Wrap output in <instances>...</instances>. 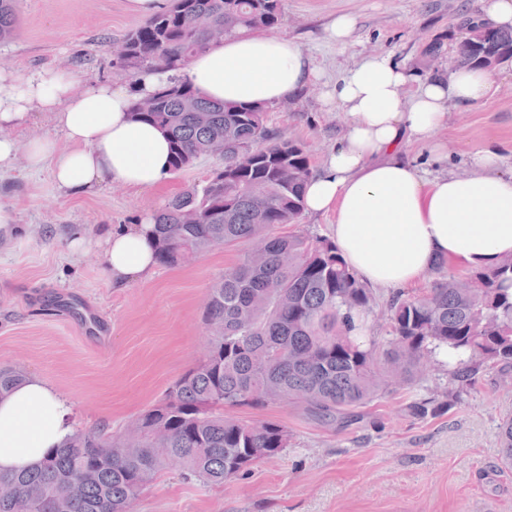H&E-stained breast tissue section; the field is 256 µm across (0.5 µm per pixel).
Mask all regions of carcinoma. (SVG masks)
Segmentation results:
<instances>
[{"mask_svg": "<svg viewBox=\"0 0 512 512\" xmlns=\"http://www.w3.org/2000/svg\"><path fill=\"white\" fill-rule=\"evenodd\" d=\"M16 0H0V43L16 35ZM283 0H169L116 49L132 80L168 73L167 82L133 104L137 120L167 132L171 171L202 156L222 160L202 185L172 197L154 216L158 262L180 264L218 246L247 244L238 262L206 295L208 344L164 399L140 413L136 432L114 437L76 430L40 465L0 471V512H135L141 494L173 467L203 486L221 485L288 447L279 423H243L235 408L289 401L333 424L388 385L422 380L437 354L449 383L464 388L481 372L512 368V256L472 270L469 285L436 261L435 286L422 296L392 297L390 338L366 335L368 286L343 261L331 239L276 235L297 224L313 175L308 150L265 125L263 106L224 104L201 95L180 72L216 40L274 28ZM467 37L456 49L464 67L512 58V29H495L472 10L456 16ZM193 108L185 107L186 101ZM25 378L0 367V395ZM424 418L433 400L413 401ZM500 462L512 466V415L497 431Z\"/></svg>", "mask_w": 512, "mask_h": 512, "instance_id": "cac0c4a2", "label": "carcinoma"}]
</instances>
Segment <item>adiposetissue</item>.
I'll list each match as a JSON object with an SVG mask.
<instances>
[{"label":"adipose tissue","instance_id":"1","mask_svg":"<svg viewBox=\"0 0 512 512\" xmlns=\"http://www.w3.org/2000/svg\"><path fill=\"white\" fill-rule=\"evenodd\" d=\"M316 70L286 38L244 35L198 53L183 77L204 95L231 103L277 104L311 81ZM165 74L141 75L131 88L97 84L76 91L72 74L43 70L20 78L0 69V128H16L32 111L51 113L57 137L20 141L0 137V171L24 154L30 170L51 166L58 187L80 192L103 180L150 189L169 173V143L158 127L134 121L135 100L150 96ZM484 68L420 76L394 55L354 63L324 95L348 117L345 133L310 179L304 209L335 213L332 239L369 285L403 288L419 282L439 259L484 268L512 255V169L488 145L472 158L479 172L425 176L408 157L420 143L434 156L444 146L437 130L452 108L492 94ZM70 147L60 150L58 138ZM152 216L112 230L103 260L112 285L123 288L155 270ZM69 406L33 374L0 395V471L39 464L69 434Z\"/></svg>","mask_w":512,"mask_h":512}]
</instances>
